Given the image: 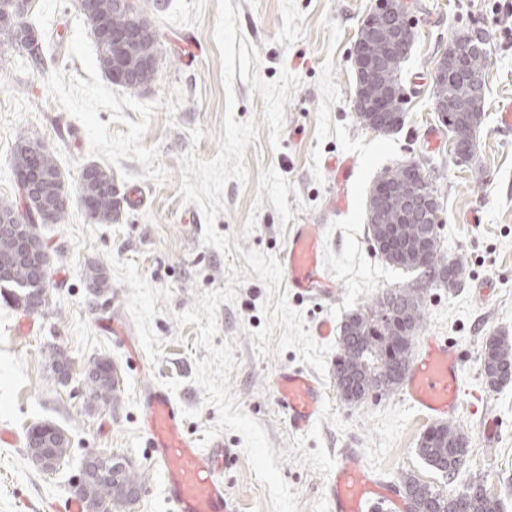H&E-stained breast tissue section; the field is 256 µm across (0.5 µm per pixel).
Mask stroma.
Instances as JSON below:
<instances>
[{
	"instance_id": "obj_1",
	"label": "stroma",
	"mask_w": 512,
	"mask_h": 512,
	"mask_svg": "<svg viewBox=\"0 0 512 512\" xmlns=\"http://www.w3.org/2000/svg\"><path fill=\"white\" fill-rule=\"evenodd\" d=\"M377 0H166L156 20L157 71L129 92L99 65L91 26L74 0H32L28 22L41 38L32 68L0 35V198L17 193L9 160L18 141L54 154L68 190L93 163L111 170L139 207L89 223L70 200L62 224H41L49 255V302L29 313L0 299V512H42L75 495L83 457L123 456L145 473L126 512H168L163 469L146 455L139 392L165 388L181 405L185 434L228 451L224 488L240 512H326L323 485L346 448L359 449L382 479L414 475L444 495L474 482L512 512V383L489 388L488 336H512V129L499 110L512 101V0H407L415 38L404 64L405 120L384 134L360 123L352 49ZM488 30L484 118L473 156L462 160L437 118L429 88L451 38ZM347 160L338 184L330 160ZM413 161L433 179L441 246L466 265L462 287L425 293L421 335L462 353L457 425L469 453L454 477L417 454L431 423L399 391L359 404L341 399L338 339L318 336L415 272L375 252L367 204L378 175ZM297 224L320 225L328 299L295 295L281 266ZM112 288L84 285L88 265ZM70 361L54 380L50 351ZM106 357L120 390L88 409L83 373ZM299 367L326 396L308 431L293 430L273 388L277 371ZM494 420L498 433L484 437ZM56 424L70 457L54 472L26 454L25 433Z\"/></svg>"
}]
</instances>
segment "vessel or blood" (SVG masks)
<instances>
[{"label":"vessel or blood","mask_w":512,"mask_h":512,"mask_svg":"<svg viewBox=\"0 0 512 512\" xmlns=\"http://www.w3.org/2000/svg\"><path fill=\"white\" fill-rule=\"evenodd\" d=\"M321 248L318 225L294 226L283 253V267L295 295H328ZM461 365L457 346L440 336L421 337L400 383L402 397L429 420L453 421L460 409ZM273 385L292 429L306 431L319 419L325 390L309 372L282 367ZM139 403V427L146 438L150 460L163 468L164 493L171 512H237L235 502L224 490L223 439L216 438L208 447H199L182 431L179 405L158 385H144ZM396 491L395 485H382L357 449L347 448L323 487V498L327 512H362L370 496L391 503L397 499Z\"/></svg>","instance_id":"b4317fda"}]
</instances>
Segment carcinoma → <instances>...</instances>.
I'll list each match as a JSON object with an SVG mask.
<instances>
[{
  "mask_svg": "<svg viewBox=\"0 0 512 512\" xmlns=\"http://www.w3.org/2000/svg\"><path fill=\"white\" fill-rule=\"evenodd\" d=\"M163 8L162 0H139L137 11L127 14L116 10L115 0H93L92 12L85 15L93 28L107 20L114 28L132 24L140 32V41L126 52V59L135 73V79L123 84L129 91L140 90L154 78L156 65L145 66L142 59H157L159 40L155 14ZM26 18L27 15H21L17 21L18 27L12 33L5 32V35L14 45L24 49L37 65L42 60L41 47L24 37V30L28 28ZM406 59L405 55L387 58L384 79L401 84L400 72ZM431 90L433 100L446 96L452 106L458 102L467 103L474 96L466 78L454 81L450 89L433 83ZM31 145L32 142L26 140L17 143L10 159V171L20 172L35 166L51 178L43 204L51 211L50 223L62 224L67 215V208L60 204V201L68 198L65 181L51 150L44 146L35 153ZM415 190L416 187L407 186L401 194L387 199L385 203L388 222L400 225V238L388 242L378 225L368 224L371 240L378 242L374 249L388 261L391 260L388 256L391 249L415 241L421 233L423 223L418 217H401L405 199ZM77 197L91 202V217L100 224L112 222L121 213L123 196L112 172L97 165L82 168ZM22 206L21 196L14 200H0V218H9L14 222L25 218L20 213ZM27 222L31 227H36L34 220L29 218ZM432 239L434 261L444 267V274L434 277L423 269L422 277L428 283L443 288L459 287L465 277L464 266L458 260L448 258L440 246L438 235H433ZM0 260L8 261L13 266V274L0 279V288L9 289V295L16 305H24L30 300L46 304L47 278L39 276L16 253L13 232L2 227ZM86 284L92 293L97 294L110 287V280L104 269L90 266L86 271ZM424 293L423 288L392 289L377 297L374 306L347 317L342 326L335 364L336 388L346 401L358 403L370 396L388 393L399 385L411 355L414 334L424 323ZM482 366L489 387L497 389L511 382L512 341L505 336L487 337ZM111 370L112 364L107 359H96L86 367L83 385L89 405L110 404L116 398V382L109 379ZM469 447L470 437L463 428L443 423L431 427L428 434L423 436L418 454L429 466L452 476L462 465ZM26 448H42L46 456L60 462L70 456L69 439L49 422L37 423L26 431ZM112 471V480L103 481L95 476V471L81 468L82 488L78 495L91 506L92 512H126L129 504L137 499L136 492L145 481L144 472L120 456L112 458ZM403 492L409 512H500L497 503L486 495L483 486L477 482L454 496L444 497L415 477L407 476L403 480Z\"/></svg>",
  "mask_w": 512,
  "mask_h": 512,
  "instance_id": "obj_1",
  "label": "carcinoma"
}]
</instances>
